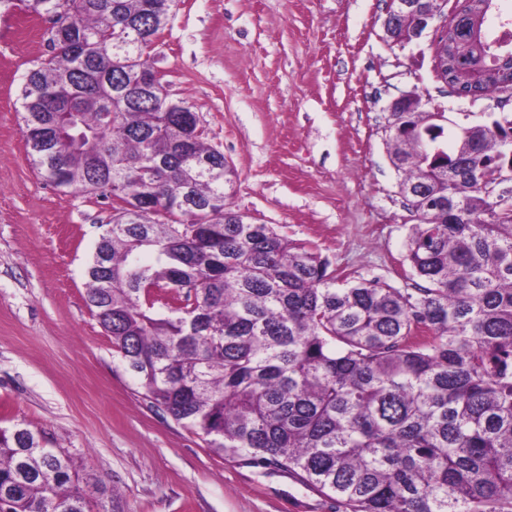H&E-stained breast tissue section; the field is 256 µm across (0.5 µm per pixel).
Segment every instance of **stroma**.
Segmentation results:
<instances>
[{"label": "stroma", "mask_w": 512, "mask_h": 512, "mask_svg": "<svg viewBox=\"0 0 512 512\" xmlns=\"http://www.w3.org/2000/svg\"><path fill=\"white\" fill-rule=\"evenodd\" d=\"M390 0H180L151 53L234 167L231 203L317 247L350 281L408 287L410 213L383 128L415 92L458 122L512 119V89L457 96L433 72L436 30L385 38ZM47 19L0 14V427L31 429L104 489L93 512H345L290 473L214 454L152 407L85 302L111 199L62 191L32 165L20 90Z\"/></svg>", "instance_id": "1"}]
</instances>
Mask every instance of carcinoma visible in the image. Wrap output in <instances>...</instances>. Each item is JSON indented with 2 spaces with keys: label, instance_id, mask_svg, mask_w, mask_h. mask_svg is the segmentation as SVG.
<instances>
[{
  "label": "carcinoma",
  "instance_id": "cac0c4a2",
  "mask_svg": "<svg viewBox=\"0 0 512 512\" xmlns=\"http://www.w3.org/2000/svg\"><path fill=\"white\" fill-rule=\"evenodd\" d=\"M58 27L21 88V131L55 186L121 208L85 301L152 406L246 465L287 469L350 512H512V119L394 112L412 288L336 285L317 249L239 221L224 153L166 110L150 64L178 0H0ZM459 68L497 64L459 30ZM149 252L153 262L140 255ZM88 479L0 428V512H91Z\"/></svg>",
  "mask_w": 512,
  "mask_h": 512
}]
</instances>
